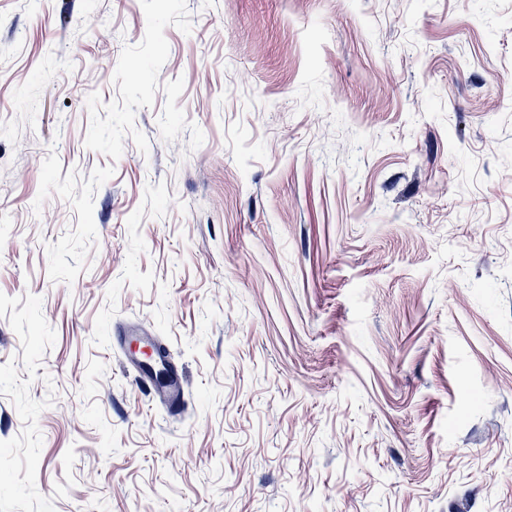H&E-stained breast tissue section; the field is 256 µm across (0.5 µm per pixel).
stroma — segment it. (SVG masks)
Wrapping results in <instances>:
<instances>
[{
  "instance_id": "1",
  "label": "stroma",
  "mask_w": 512,
  "mask_h": 512,
  "mask_svg": "<svg viewBox=\"0 0 512 512\" xmlns=\"http://www.w3.org/2000/svg\"><path fill=\"white\" fill-rule=\"evenodd\" d=\"M0 512H512V0H0ZM149 331L142 327H123L113 339L121 350L126 363L135 368L141 381L138 382V388L143 390L152 402L159 404H177L181 400V376L179 371L174 368L171 362L166 363L161 356L153 360L143 361L138 357V352L128 350L127 346L132 343H152L153 336H149ZM166 371L167 378L163 381H157L152 373Z\"/></svg>"
}]
</instances>
